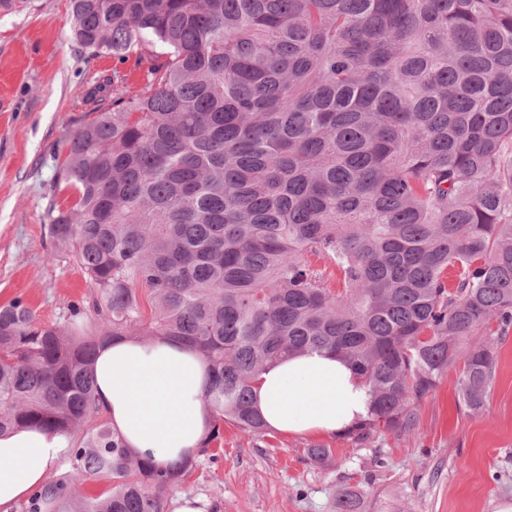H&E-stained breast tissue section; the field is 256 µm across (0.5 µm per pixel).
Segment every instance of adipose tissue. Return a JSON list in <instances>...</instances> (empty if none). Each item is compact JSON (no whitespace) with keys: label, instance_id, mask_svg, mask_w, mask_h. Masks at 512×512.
<instances>
[{"label":"adipose tissue","instance_id":"1","mask_svg":"<svg viewBox=\"0 0 512 512\" xmlns=\"http://www.w3.org/2000/svg\"><path fill=\"white\" fill-rule=\"evenodd\" d=\"M100 403L133 451L166 462L196 455L211 428L205 364L190 347L158 337L104 343L95 365ZM268 425L294 435L342 434L364 420L370 394L335 353L309 351L266 369L253 392ZM67 437L38 428L0 435V512H13L49 477Z\"/></svg>","mask_w":512,"mask_h":512}]
</instances>
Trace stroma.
Segmentation results:
<instances>
[{
	"label": "stroma",
	"instance_id": "35a3bbf8",
	"mask_svg": "<svg viewBox=\"0 0 512 512\" xmlns=\"http://www.w3.org/2000/svg\"><path fill=\"white\" fill-rule=\"evenodd\" d=\"M70 0H33L28 12L0 11V304L22 300L37 321H59L89 291L71 252L55 247L49 214L74 203L56 176L71 135L93 109L87 94L119 72L126 94L144 85L146 65L82 48L72 38ZM413 432L254 439L225 425L218 449L196 456L170 488L204 512H499L512 503V332L497 344L483 411L460 398L452 369L415 401ZM315 445L330 448L322 463Z\"/></svg>",
	"mask_w": 512,
	"mask_h": 512
}]
</instances>
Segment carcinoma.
Returning a JSON list of instances; mask_svg holds the SVG:
<instances>
[{"label": "carcinoma", "mask_w": 512, "mask_h": 512, "mask_svg": "<svg viewBox=\"0 0 512 512\" xmlns=\"http://www.w3.org/2000/svg\"><path fill=\"white\" fill-rule=\"evenodd\" d=\"M73 36L148 61L69 141L50 234L91 283L63 320L0 306V434L70 439L22 512H166L191 461L127 448L92 373L108 338L197 351L212 424L252 438L259 376L328 350L410 433L461 368L483 409L512 329V0H71ZM335 267L339 288L327 269ZM102 482L96 491L83 489Z\"/></svg>", "instance_id": "obj_1"}]
</instances>
